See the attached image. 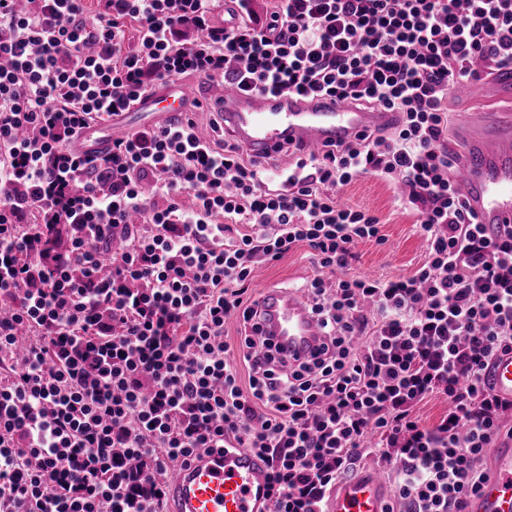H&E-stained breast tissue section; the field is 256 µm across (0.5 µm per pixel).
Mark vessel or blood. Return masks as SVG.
Segmentation results:
<instances>
[{
    "label": "vessel or blood",
    "instance_id": "b4317fda",
    "mask_svg": "<svg viewBox=\"0 0 512 512\" xmlns=\"http://www.w3.org/2000/svg\"><path fill=\"white\" fill-rule=\"evenodd\" d=\"M493 92L512 99V71L494 72L486 84L460 87L454 94L480 102ZM202 102L220 114L225 132L254 156L286 147L316 155L326 144L390 130L400 121L399 113L384 109H363L328 96L307 102L293 94L247 91L215 76L201 79L194 91L179 82L160 85L131 112L113 116L109 126L84 127L72 149L83 156L103 153L136 129V114H147L152 123L163 126ZM454 140L459 153L454 178L477 223L496 235L503 225H512V113L479 105L461 114ZM254 323L279 365L316 359L327 343L307 299L282 288L260 293ZM485 375L493 394L512 402V353L494 358ZM487 467L488 478L468 498L465 512H512V438L496 440ZM270 484L269 465L257 453L230 449L221 455L202 454L171 473L168 512H268ZM389 510L385 480L373 469L337 483L326 503V512Z\"/></svg>",
    "mask_w": 512,
    "mask_h": 512
}]
</instances>
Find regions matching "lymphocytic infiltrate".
Instances as JSON below:
<instances>
[{
  "label": "lymphocytic infiltrate",
  "mask_w": 512,
  "mask_h": 512,
  "mask_svg": "<svg viewBox=\"0 0 512 512\" xmlns=\"http://www.w3.org/2000/svg\"><path fill=\"white\" fill-rule=\"evenodd\" d=\"M84 2L0 0V512H163L169 463L227 448L269 458L271 512H324L370 455L407 512H465L512 411L483 377L512 352V226L488 235L456 186L448 91L512 65V0H280L262 26L235 0L227 27L213 0H96L92 24ZM201 75L402 119L271 178L190 117L70 152L87 123ZM367 174L418 214L412 276L347 274L358 242L384 241L337 198ZM303 246L329 342L277 367L249 282ZM434 395L448 408L422 425ZM446 408V402L442 398L430 397L417 406L415 415L422 424L431 426L446 411Z\"/></svg>",
  "instance_id": "lymphocytic-infiltrate-1"
}]
</instances>
